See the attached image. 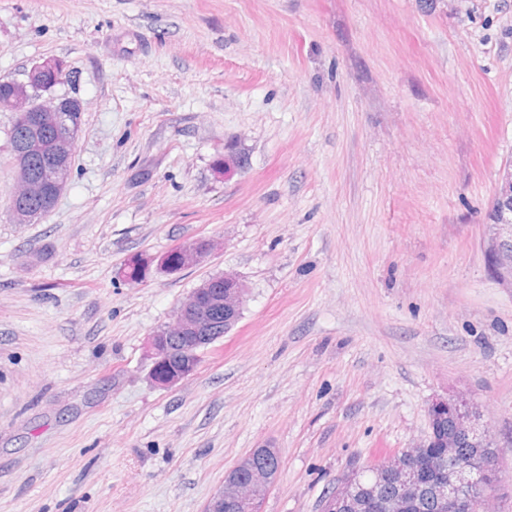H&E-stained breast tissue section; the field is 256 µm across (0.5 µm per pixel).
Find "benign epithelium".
Here are the masks:
<instances>
[{
  "label": "benign epithelium",
  "instance_id": "1",
  "mask_svg": "<svg viewBox=\"0 0 512 512\" xmlns=\"http://www.w3.org/2000/svg\"><path fill=\"white\" fill-rule=\"evenodd\" d=\"M67 81L64 63L45 58L33 65L27 80L1 78L0 84L11 88L7 99L0 101V112H10L13 124L24 131L23 143L13 148L16 182L10 197V211L17 224H33L39 216L26 206L30 197L39 198L45 210L55 205L65 190L72 170V156L80 127L74 114H83V101L67 94L55 95L53 89ZM42 157L36 169L29 166L32 157ZM493 206L506 213L496 220L489 218L492 234L491 269L498 281L512 287V167L502 169ZM214 243L199 238L181 245L172 263L170 254L160 266L178 272L204 260ZM246 289L234 274L204 280L178 307L173 321L154 332L152 377L161 386H172L190 376L199 364L200 346L217 339V331L229 332L240 319ZM430 434L423 443L366 470L367 481L360 473L346 475L336 484L323 505V512H367L379 498L382 486L390 484L394 494L387 501L389 512H415L422 491H432L446 506V512H491V489L500 480L494 462L489 430L483 414L468 403L435 400L428 409ZM449 419L448 430L439 423ZM475 446L474 456L457 454L462 441ZM425 448H446L442 459L429 458ZM267 450L256 448L224 475L222 486L210 497L204 512H224V505L251 504L265 496L278 479V472L253 465L254 454Z\"/></svg>",
  "mask_w": 512,
  "mask_h": 512
}]
</instances>
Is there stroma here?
<instances>
[{"label": "stroma", "mask_w": 512, "mask_h": 512, "mask_svg": "<svg viewBox=\"0 0 512 512\" xmlns=\"http://www.w3.org/2000/svg\"><path fill=\"white\" fill-rule=\"evenodd\" d=\"M46 57L85 112L32 224L0 112V512H204L265 445L259 512H321L439 398L482 409L512 512V288L487 252L512 0H0V77ZM198 238L202 265L160 267ZM224 273L239 321L155 385L153 333Z\"/></svg>", "instance_id": "35a3bbf8"}]
</instances>
